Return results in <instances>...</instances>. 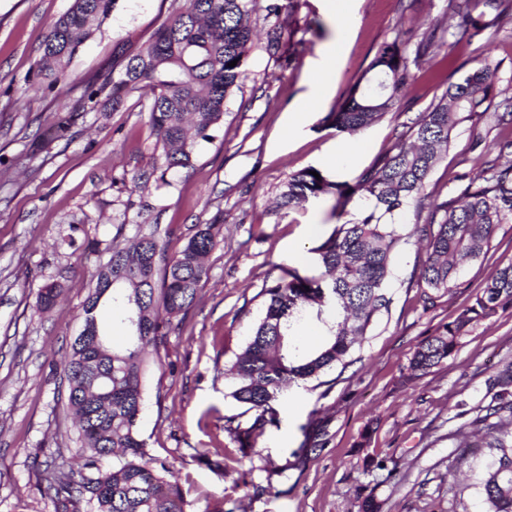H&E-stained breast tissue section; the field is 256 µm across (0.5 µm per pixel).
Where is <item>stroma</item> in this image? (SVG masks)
Wrapping results in <instances>:
<instances>
[{"label":"stroma","instance_id":"stroma-1","mask_svg":"<svg viewBox=\"0 0 512 512\" xmlns=\"http://www.w3.org/2000/svg\"><path fill=\"white\" fill-rule=\"evenodd\" d=\"M72 0H0V512H54V467L79 473L83 450L66 406L63 365L82 327L92 276L112 245L156 230L168 255L178 254L198 225L222 226L209 253L195 305L165 337L143 382L140 433L154 464L178 482L186 512H359L360 495L381 512H486L475 479L493 451L467 447L458 402L474 407L484 380L512 358V309L462 336L457 351L430 373L410 378L416 346L458 314L495 266L512 258V223L500 225L489 250L466 265L437 307L423 311L418 277L424 257L413 211L397 230L403 241L387 286L388 312L373 325L347 366L291 383L278 402L280 423L242 454L224 431L241 416L225 370L264 313L263 288L285 270L319 273L315 249L334 229V196L279 209L288 178L308 167L333 181H354L390 150L411 122L437 103L449 83L476 64L490 67L497 87L512 85V26L455 30L435 57L411 67L395 108L360 133L366 150L333 166L329 150L348 137L327 121L361 78L383 42L397 32L422 39L444 19L446 0H354L353 21L337 37L330 0H299L277 19L282 45L304 42L292 58L266 48L268 23L211 142L190 167L163 174L161 150L135 100L120 109L91 89L112 76L113 49L129 35L150 36L173 0H117L110 16L73 55L64 80H37L50 26ZM338 43L329 94L315 73ZM311 109L289 122L300 99ZM64 132H56L59 121ZM471 123L461 125L430 182L457 196L478 169ZM148 174L138 191L133 177ZM318 232L309 237L307 225ZM57 283L49 310L40 289ZM327 422L326 447L305 453L314 418ZM385 461L366 468V456Z\"/></svg>","mask_w":512,"mask_h":512}]
</instances>
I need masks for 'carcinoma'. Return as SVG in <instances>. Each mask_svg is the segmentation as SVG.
<instances>
[{"mask_svg": "<svg viewBox=\"0 0 512 512\" xmlns=\"http://www.w3.org/2000/svg\"><path fill=\"white\" fill-rule=\"evenodd\" d=\"M116 0H73L51 26L41 46L39 73L58 78L71 57L91 35V23L107 18ZM258 0H185L147 40L136 45L127 37L116 48L112 70L117 76L91 91L102 93L116 111L144 90L149 124L162 149V174L191 165L195 145L212 139L228 100L245 75L254 32L250 15ZM497 26H512V0H447L446 16L457 26H474L486 14ZM449 27L433 26L415 44L396 34L384 42L369 66L377 85L357 82L345 102L331 113L336 130L357 133L392 111L411 79L409 62L441 51ZM237 61L233 67L228 63ZM489 70L478 64L460 81L448 85L438 102L410 126L412 141H398L355 184L318 179L303 169L291 175L280 193V206L296 207L311 197L336 196L342 222L316 248L319 275L302 277L287 270L264 289V314L244 351L226 370L236 388L232 396L253 418L242 424L228 418L224 431L241 451L256 446L267 429L278 425L275 407L283 385L307 381L338 363H345L373 322L389 310L385 281L402 241L397 231L403 213L414 208L423 224L426 256L419 274L423 310L437 305L459 270L483 254L497 226L512 223V92L493 93ZM481 123L497 132L495 159L469 178L460 195L425 192L429 177L448 153L453 131L463 122ZM360 199L358 213L347 206ZM220 225L201 224L180 253L170 258L156 231L139 233L133 247H112L108 262L94 274V287L83 303V325H95L98 307L109 304L126 330L120 348L110 346L104 332L71 344L64 376L68 403L78 418L76 428L87 473L79 479L60 469L55 512H75L84 500L95 512H185L186 502L165 466L147 459L139 432L143 410V378L148 349L158 350L173 320L190 309L207 269L205 256L219 243ZM61 293L45 285L38 296L42 310ZM512 309V258L500 261L485 286L477 290L451 321L421 341L409 361L408 379L425 375L454 354L470 328L498 311ZM314 318L326 327L321 345L302 351L294 326ZM489 401L470 409L464 423L473 448L497 450L478 480L487 512H512V361L485 381ZM326 426L318 423L303 447L324 448ZM110 457L112 469L100 471L99 459Z\"/></svg>", "mask_w": 512, "mask_h": 512, "instance_id": "cac0c4a2", "label": "carcinoma"}]
</instances>
